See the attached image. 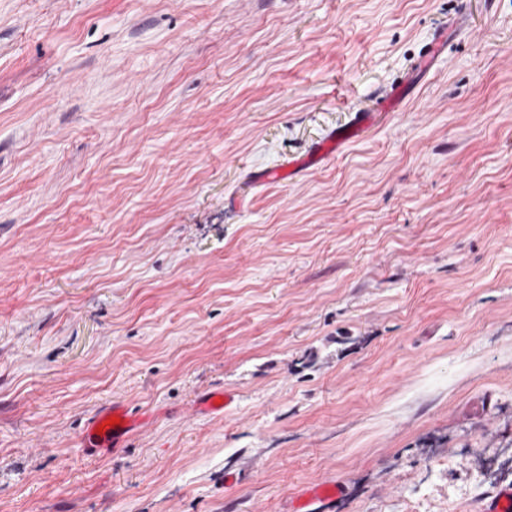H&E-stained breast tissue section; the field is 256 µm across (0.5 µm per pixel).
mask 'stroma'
I'll list each match as a JSON object with an SVG mask.
<instances>
[{
	"label": "stroma",
	"instance_id": "35a3bbf8",
	"mask_svg": "<svg viewBox=\"0 0 512 512\" xmlns=\"http://www.w3.org/2000/svg\"><path fill=\"white\" fill-rule=\"evenodd\" d=\"M115 402L142 428L86 447ZM321 482L331 512L512 488V0H0V512ZM448 42V32H436L427 44L424 53L420 56L419 68L421 71H430L435 61L442 54L445 43ZM373 122V115L368 112H361L350 126L331 131L306 157L289 162L288 167L273 171H261L257 180L260 182H269L285 179L300 168L315 166L332 156L333 153L338 151L340 147L347 144L355 136L365 132Z\"/></svg>",
	"mask_w": 512,
	"mask_h": 512
}]
</instances>
